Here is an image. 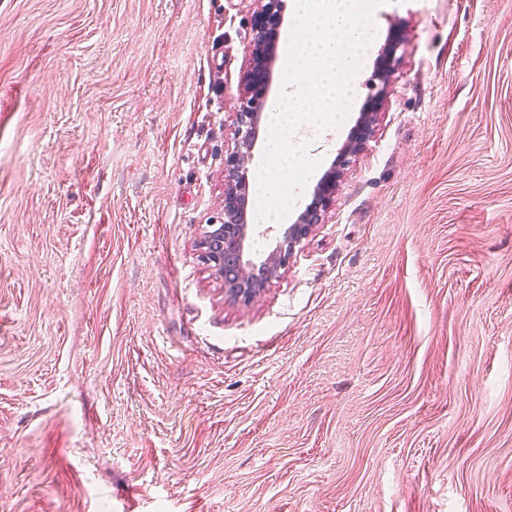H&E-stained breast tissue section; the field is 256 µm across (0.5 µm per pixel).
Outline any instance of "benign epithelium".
<instances>
[{
    "label": "benign epithelium",
    "mask_w": 512,
    "mask_h": 512,
    "mask_svg": "<svg viewBox=\"0 0 512 512\" xmlns=\"http://www.w3.org/2000/svg\"><path fill=\"white\" fill-rule=\"evenodd\" d=\"M257 2L260 8L255 13L253 29L264 64L251 71L248 77L250 97L243 111L237 113L235 147L224 162V219L218 224L207 225L198 242L203 260L216 275L224 278L227 291L246 302L266 287L279 268L288 264L294 245L320 223L321 214L317 207L326 206L335 187L334 175H326L317 186L313 206L302 212L295 223L284 228L282 242L273 256L260 263L249 258L246 242L250 227L245 205L249 185L248 163L259 137L264 98L275 57L271 21L274 12L283 5V0Z\"/></svg>",
    "instance_id": "1"
}]
</instances>
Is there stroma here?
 <instances>
[{"instance_id": "stroma-1", "label": "stroma", "mask_w": 512, "mask_h": 512, "mask_svg": "<svg viewBox=\"0 0 512 512\" xmlns=\"http://www.w3.org/2000/svg\"><path fill=\"white\" fill-rule=\"evenodd\" d=\"M256 9L0 0V512H512V0L375 8L244 304L197 243Z\"/></svg>"}]
</instances>
